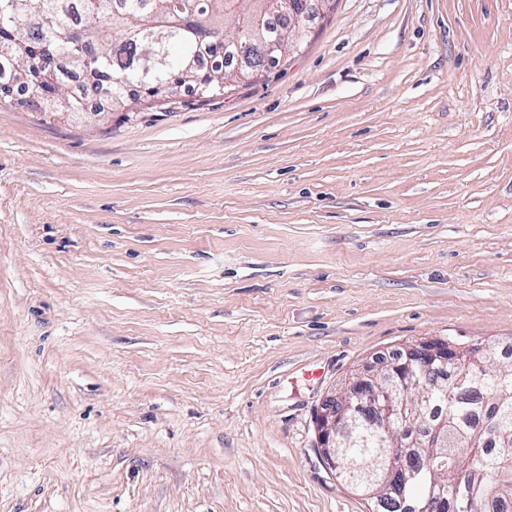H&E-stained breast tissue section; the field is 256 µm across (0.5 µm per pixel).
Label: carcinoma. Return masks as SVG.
<instances>
[{
  "instance_id": "1",
  "label": "carcinoma",
  "mask_w": 512,
  "mask_h": 512,
  "mask_svg": "<svg viewBox=\"0 0 512 512\" xmlns=\"http://www.w3.org/2000/svg\"><path fill=\"white\" fill-rule=\"evenodd\" d=\"M13 6L11 20L0 25V84L16 85L35 97L48 114L86 111L88 93L69 90L83 77L96 91L106 89L109 109L130 110L144 101L170 105V96L192 87L203 100L224 94L223 67L207 68L204 58L231 55L215 43L224 23L252 44L260 34L250 25L263 0H0ZM57 20L54 31L34 23L40 13ZM25 40L28 55H13L15 41ZM56 56L55 82L37 85L44 49ZM501 366L484 368L478 384L458 385L448 368V395H434L428 407L448 413L439 430L437 457L405 471L395 490L382 496L379 512H401V504H424L443 489L462 512H506L512 503V356L494 351ZM389 448L352 436L345 448L343 476L356 480L365 466L382 467ZM477 507L465 510L469 493Z\"/></svg>"
}]
</instances>
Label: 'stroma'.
<instances>
[{"label":"stroma","instance_id":"stroma-1","mask_svg":"<svg viewBox=\"0 0 512 512\" xmlns=\"http://www.w3.org/2000/svg\"><path fill=\"white\" fill-rule=\"evenodd\" d=\"M512 336V0H336L206 101L0 105V512H368L313 417Z\"/></svg>","mask_w":512,"mask_h":512}]
</instances>
